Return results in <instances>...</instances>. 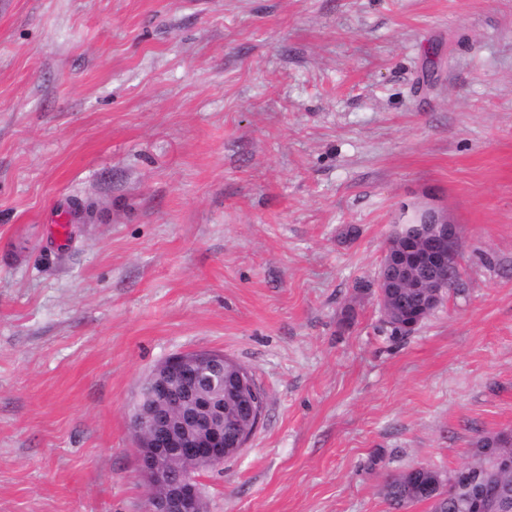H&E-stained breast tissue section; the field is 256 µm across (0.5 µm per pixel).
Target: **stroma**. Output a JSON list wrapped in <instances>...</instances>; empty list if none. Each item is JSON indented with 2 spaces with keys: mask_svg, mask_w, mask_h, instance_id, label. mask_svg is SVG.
<instances>
[{
  "mask_svg": "<svg viewBox=\"0 0 512 512\" xmlns=\"http://www.w3.org/2000/svg\"><path fill=\"white\" fill-rule=\"evenodd\" d=\"M425 207L465 291L395 339L358 284ZM198 350L264 394L208 512H391L512 430V0H0V512H145ZM421 468L412 467L398 474L390 475L385 479L383 485V494L391 509L399 511L414 503L425 502V498L420 493L414 478L427 482L433 478V473L439 474L443 479H452L457 470H453L445 476L436 468L419 465ZM434 469V470H433ZM433 470V471H432Z\"/></svg>",
  "mask_w": 512,
  "mask_h": 512,
  "instance_id": "35a3bbf8",
  "label": "stroma"
}]
</instances>
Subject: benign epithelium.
<instances>
[{"mask_svg": "<svg viewBox=\"0 0 512 512\" xmlns=\"http://www.w3.org/2000/svg\"><path fill=\"white\" fill-rule=\"evenodd\" d=\"M415 224H400L389 239L383 265L401 273L378 277L379 308L391 288L421 289L420 310L441 301L459 270L458 227L438 210L420 211ZM242 367L213 351L172 355L141 382L131 427L141 473L151 485L146 512H206L197 474L233 457L260 422ZM463 495L467 512H512V501L494 479L478 485L459 468L458 478L425 489L429 499Z\"/></svg>", "mask_w": 512, "mask_h": 512, "instance_id": "7a95c632", "label": "benign epithelium"}]
</instances>
